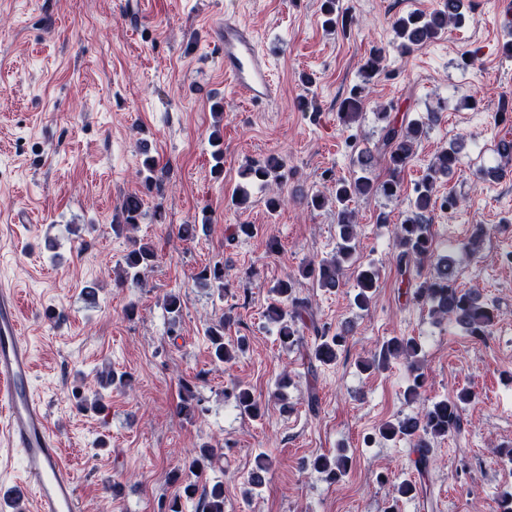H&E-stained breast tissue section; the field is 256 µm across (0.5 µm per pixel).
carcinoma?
Wrapping results in <instances>:
<instances>
[{"mask_svg": "<svg viewBox=\"0 0 512 512\" xmlns=\"http://www.w3.org/2000/svg\"><path fill=\"white\" fill-rule=\"evenodd\" d=\"M462 0H444L441 8L431 13H409L397 18L394 22L396 49L402 55L416 48L423 47L439 37L448 26L458 23L463 18ZM383 60L381 50L370 52L360 69V82L354 85L347 97L340 103V115L345 123H353L360 115L363 100L380 73ZM382 126V137L376 151L370 150L361 154L358 165L363 174L350 178L341 177L334 181L332 194L336 224L340 243L329 256L312 260L300 267L298 275L309 279L318 287L334 290L340 286V276L346 263L352 258L357 235V222L350 208V202L361 196L383 195L394 197L400 190V174L411 160L414 147L427 130L438 120V113L429 112L424 116L397 123L391 120L386 108L376 112ZM464 141L458 140L438 152L429 163L426 173L414 189L411 216L398 225L395 235V248L398 250L399 262L404 264L407 278L402 284L413 289L412 300L428 309L436 317L448 318L469 336L481 338L487 335L498 318V312L489 307L479 292L463 289L457 283L456 262L450 256H439L434 248L433 236L424 217L430 208L437 203L436 182L458 170L463 161ZM383 160L387 176L383 180H374L364 171ZM156 160L146 156L142 161L141 173L144 174V185L147 191L160 189L154 177ZM241 177L248 185L267 190L265 205L271 212L277 211L283 202L280 188L286 179V165L278 157L270 156L262 161L246 164ZM145 215L143 198L138 195L126 197L119 210L118 218L112 225V231L121 235L135 229ZM131 247L123 256L122 276L117 281L139 283L145 273L153 267L156 253L152 245L130 239ZM432 262V271L423 280L415 283L408 277L410 266H418L424 261ZM379 274L377 269L367 264L357 272L358 292L353 297V304L360 310L371 306L376 294ZM195 282L202 288H215L224 294V264L216 263L206 266L195 274ZM294 278L289 276L277 282L272 288L276 299L271 302L265 312L269 322L278 328L281 342L292 346L300 336L296 328V320L308 311L309 303L293 296ZM164 308L171 315V321L179 319L182 311V298L176 292L164 297ZM315 341L311 352V362L321 365L334 363L350 335L351 328L346 325L333 335H328L319 328H314ZM206 335L216 361H231L242 345L235 347L224 341V319H219L208 326ZM420 343L406 336H393L384 341L362 364L366 371L386 368L394 360L407 363L408 385L405 397L412 402L422 398L426 385L425 365L421 359ZM237 407L245 414L256 417L261 414L262 406L255 399L251 390L237 385L231 390ZM474 398L472 391L460 390L453 398L435 400L424 404L413 415L406 416L395 422L385 421L378 427L379 436L384 440L405 438L413 443L418 453V463H429L430 440L444 438L459 432L463 425L464 406ZM198 400L194 385L185 381L182 384L178 413L193 416L197 411ZM215 455L214 450L207 449L199 456L188 458L183 468L172 474L173 481L180 484V494L173 498L168 512H182L181 498L198 499L199 512H224V485L215 482L211 485L198 481L206 464ZM351 465L350 457L339 454L334 457L320 456L313 462L315 469L325 474L327 480L336 482L347 473ZM271 461L265 456L256 460L254 468L246 479L250 489L260 488L265 481V474Z\"/></svg>", "mask_w": 512, "mask_h": 512, "instance_id": "carcinoma-1", "label": "carcinoma"}]
</instances>
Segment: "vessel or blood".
I'll return each instance as SVG.
<instances>
[{
    "instance_id": "1",
    "label": "vessel or blood",
    "mask_w": 512,
    "mask_h": 512,
    "mask_svg": "<svg viewBox=\"0 0 512 512\" xmlns=\"http://www.w3.org/2000/svg\"><path fill=\"white\" fill-rule=\"evenodd\" d=\"M224 73L248 102L262 104L273 95L269 60L252 29L242 21L224 24ZM22 322L14 289L0 287V415L11 447L22 458L24 475L0 486V497H34L37 512H79L74 472L46 410L30 388L31 351L22 339Z\"/></svg>"
}]
</instances>
